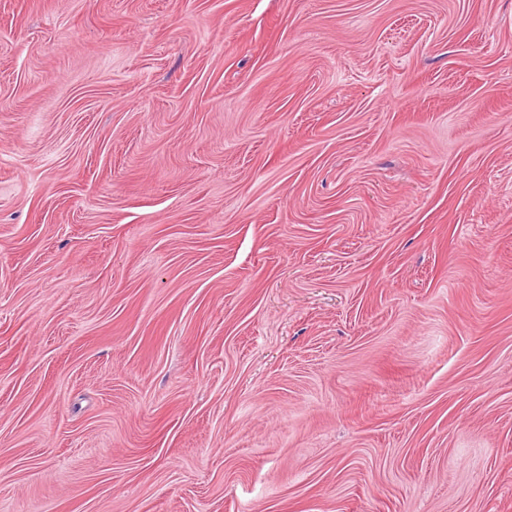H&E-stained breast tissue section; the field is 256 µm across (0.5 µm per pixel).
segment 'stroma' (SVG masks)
I'll use <instances>...</instances> for the list:
<instances>
[{"instance_id":"35a3bbf8","label":"stroma","mask_w":512,"mask_h":512,"mask_svg":"<svg viewBox=\"0 0 512 512\" xmlns=\"http://www.w3.org/2000/svg\"><path fill=\"white\" fill-rule=\"evenodd\" d=\"M0 512H512V0H0Z\"/></svg>"}]
</instances>
